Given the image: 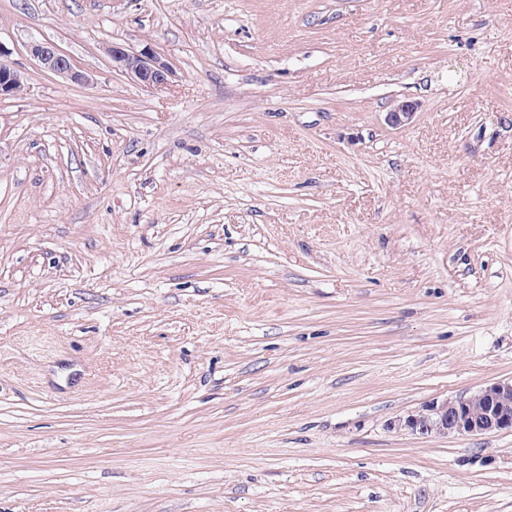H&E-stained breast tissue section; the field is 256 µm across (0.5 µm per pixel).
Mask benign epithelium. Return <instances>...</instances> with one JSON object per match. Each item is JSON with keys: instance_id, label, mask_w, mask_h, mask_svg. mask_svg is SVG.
<instances>
[{"instance_id": "obj_1", "label": "benign epithelium", "mask_w": 512, "mask_h": 512, "mask_svg": "<svg viewBox=\"0 0 512 512\" xmlns=\"http://www.w3.org/2000/svg\"><path fill=\"white\" fill-rule=\"evenodd\" d=\"M27 52L39 68L75 83L87 81L86 75L61 51L49 42H31ZM112 67L139 85L156 89L166 86L175 76L171 64L160 54L145 46L140 50L113 44L107 48ZM0 46V98L17 96L25 90L21 74L3 60ZM415 107L406 102L394 103L387 112L392 126H401L413 118ZM398 430L420 435L479 436L491 432H512V379L492 383L469 397L432 401L422 409L391 422Z\"/></svg>"}]
</instances>
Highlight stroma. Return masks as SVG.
Here are the masks:
<instances>
[{
	"label": "stroma",
	"instance_id": "1",
	"mask_svg": "<svg viewBox=\"0 0 512 512\" xmlns=\"http://www.w3.org/2000/svg\"><path fill=\"white\" fill-rule=\"evenodd\" d=\"M0 45V512H512V432L389 426L512 378V0H0ZM26 50L44 72L70 79L75 83L88 80L72 59L52 43L30 42ZM106 52L112 60L113 68L145 88L164 87L175 76L171 64L150 47L136 50L113 43ZM4 50L0 45V98L17 96L25 90L21 74L3 60Z\"/></svg>",
	"mask_w": 512,
	"mask_h": 512
}]
</instances>
